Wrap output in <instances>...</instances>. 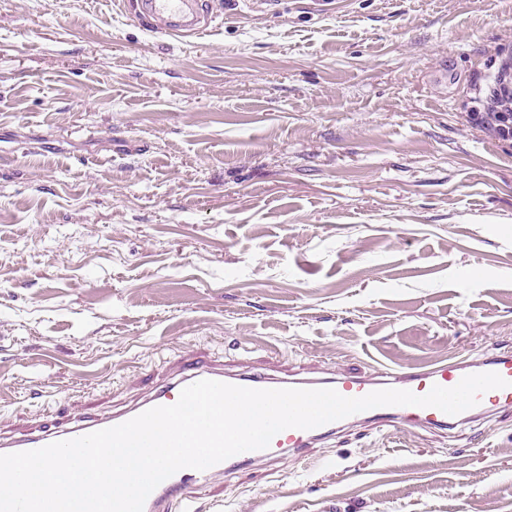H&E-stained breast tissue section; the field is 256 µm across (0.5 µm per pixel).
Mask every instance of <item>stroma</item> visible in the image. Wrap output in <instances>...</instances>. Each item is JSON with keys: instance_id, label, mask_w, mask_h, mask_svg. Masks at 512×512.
<instances>
[{"instance_id": "obj_1", "label": "stroma", "mask_w": 512, "mask_h": 512, "mask_svg": "<svg viewBox=\"0 0 512 512\" xmlns=\"http://www.w3.org/2000/svg\"><path fill=\"white\" fill-rule=\"evenodd\" d=\"M0 0V433L107 416L188 357L280 378L512 353V142L475 91L512 0ZM512 512V411L346 426L202 512ZM134 17L155 33L170 37H196L211 26L207 0H132Z\"/></svg>"}]
</instances>
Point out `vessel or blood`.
Instances as JSON below:
<instances>
[{
    "label": "vessel or blood",
    "mask_w": 512,
    "mask_h": 512,
    "mask_svg": "<svg viewBox=\"0 0 512 512\" xmlns=\"http://www.w3.org/2000/svg\"><path fill=\"white\" fill-rule=\"evenodd\" d=\"M130 6L136 19L164 36L197 37L211 26L208 0H131ZM485 372L499 374L506 380V387L481 394L474 407L460 414L449 415L434 407L417 406H382L360 414L361 419L380 425L396 424L402 428L423 426L448 431L461 424L512 409L511 353L493 354L478 363L462 360L429 369L382 372L375 378L344 375L323 379L272 378L261 372L227 373L211 365H200L189 358L148 398L131 408L107 417L78 416L58 426L39 424L16 436H0V454L34 450L118 425L149 408L176 403L184 387L205 379L254 389L332 388L345 397H361L387 388L424 395L433 386L451 388L466 375ZM342 426V421L336 420L309 430L289 428L275 435L268 448L260 452H242L203 471L191 468L179 470L151 492L144 503L143 512H198L196 492L205 488L213 475L233 472L258 457L277 460L285 450L311 447L315 441L335 435Z\"/></svg>",
    "instance_id": "obj_1"
}]
</instances>
